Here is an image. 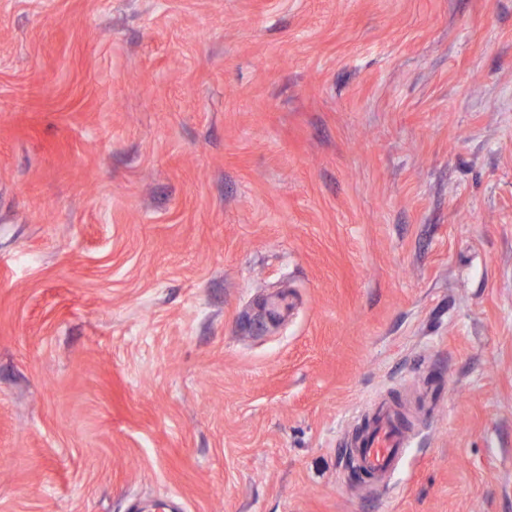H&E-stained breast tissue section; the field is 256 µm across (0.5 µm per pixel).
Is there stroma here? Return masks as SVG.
<instances>
[{
  "label": "stroma",
  "mask_w": 512,
  "mask_h": 512,
  "mask_svg": "<svg viewBox=\"0 0 512 512\" xmlns=\"http://www.w3.org/2000/svg\"><path fill=\"white\" fill-rule=\"evenodd\" d=\"M0 512H512V0H0ZM364 425L346 446L349 471L366 491L388 488L409 448L415 447L420 420L391 400L378 399Z\"/></svg>",
  "instance_id": "obj_1"
}]
</instances>
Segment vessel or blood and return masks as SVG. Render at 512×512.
<instances>
[{
    "mask_svg": "<svg viewBox=\"0 0 512 512\" xmlns=\"http://www.w3.org/2000/svg\"><path fill=\"white\" fill-rule=\"evenodd\" d=\"M420 428L417 417L408 415L387 399L376 400L354 439L346 447L349 470L366 491L388 488Z\"/></svg>",
    "mask_w": 512,
    "mask_h": 512,
    "instance_id": "b4317fda",
    "label": "vessel or blood"
}]
</instances>
